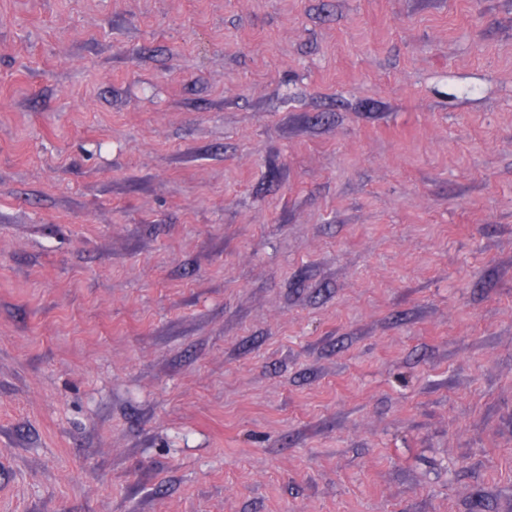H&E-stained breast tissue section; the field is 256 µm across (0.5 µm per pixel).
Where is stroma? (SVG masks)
<instances>
[{
	"label": "stroma",
	"mask_w": 512,
	"mask_h": 512,
	"mask_svg": "<svg viewBox=\"0 0 512 512\" xmlns=\"http://www.w3.org/2000/svg\"><path fill=\"white\" fill-rule=\"evenodd\" d=\"M512 512V0H0V512Z\"/></svg>",
	"instance_id": "1"
}]
</instances>
